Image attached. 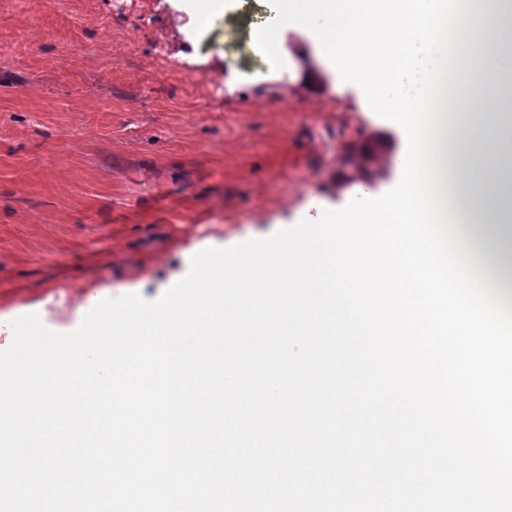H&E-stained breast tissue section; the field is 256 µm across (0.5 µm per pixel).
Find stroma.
Here are the masks:
<instances>
[{
    "instance_id": "1",
    "label": "stroma",
    "mask_w": 512,
    "mask_h": 512,
    "mask_svg": "<svg viewBox=\"0 0 512 512\" xmlns=\"http://www.w3.org/2000/svg\"><path fill=\"white\" fill-rule=\"evenodd\" d=\"M0 0V350L11 320L75 330L91 300L162 296L207 248L267 237L399 180L405 132L335 91L304 33L270 69V0ZM195 52L184 56L187 42ZM357 111L350 157L324 152ZM392 165L369 155L378 137ZM302 187L296 203L288 189Z\"/></svg>"
}]
</instances>
